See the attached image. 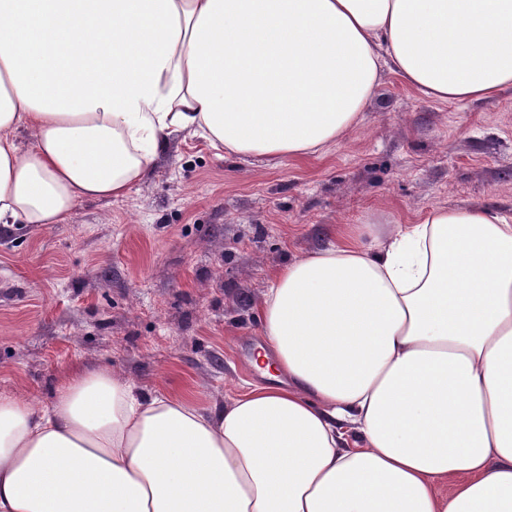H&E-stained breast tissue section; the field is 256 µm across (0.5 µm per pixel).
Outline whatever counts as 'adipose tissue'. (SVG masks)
<instances>
[{
	"instance_id": "obj_1",
	"label": "adipose tissue",
	"mask_w": 512,
	"mask_h": 512,
	"mask_svg": "<svg viewBox=\"0 0 512 512\" xmlns=\"http://www.w3.org/2000/svg\"><path fill=\"white\" fill-rule=\"evenodd\" d=\"M385 67L437 101L497 96L512 0H0V224L125 197L176 133L325 151ZM391 223L277 272L263 381L223 408L107 369L47 408L0 395V512H512V221Z\"/></svg>"
}]
</instances>
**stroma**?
<instances>
[{"label":"stroma","mask_w":512,"mask_h":512,"mask_svg":"<svg viewBox=\"0 0 512 512\" xmlns=\"http://www.w3.org/2000/svg\"><path fill=\"white\" fill-rule=\"evenodd\" d=\"M477 204L512 218V90L438 102L383 71L327 152L278 159L176 134L149 180L68 223L0 227V393L44 407L80 373L205 405L260 375L259 306L277 271L387 210Z\"/></svg>","instance_id":"obj_1"}]
</instances>
